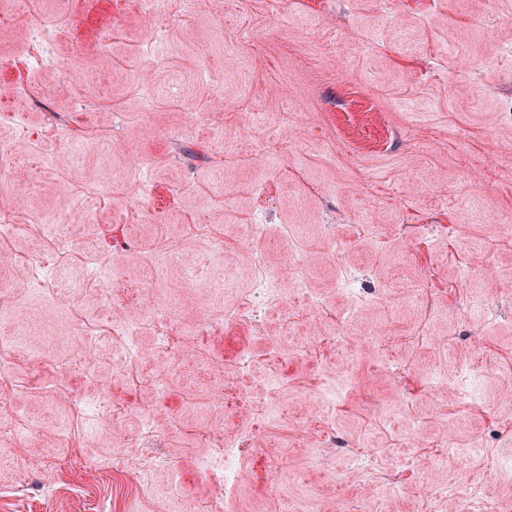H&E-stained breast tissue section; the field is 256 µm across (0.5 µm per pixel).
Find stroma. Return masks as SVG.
Here are the masks:
<instances>
[{
	"mask_svg": "<svg viewBox=\"0 0 512 512\" xmlns=\"http://www.w3.org/2000/svg\"><path fill=\"white\" fill-rule=\"evenodd\" d=\"M1 144L0 204L22 209L0 244V336L24 306L30 352L0 426L39 424L0 446V512H169L176 477L197 512L218 491L199 461L224 465L200 428L253 435L235 512L281 496L306 512H512V237L497 222L512 215V0H195L157 16L142 0H20L0 26ZM54 234L74 281L58 292L22 263L53 266ZM257 247L274 286L248 273ZM94 262L171 307L183 356L137 302L101 295ZM239 271L204 299L199 281ZM427 284L431 303L404 305ZM89 326L109 340L85 358L72 341ZM332 334L335 354L316 350ZM129 348L161 388L129 384ZM220 377L249 397L231 426L196 412ZM79 400L122 411L85 449L61 431ZM308 414L333 446L304 436ZM446 446L460 456L435 466ZM120 457L147 491L113 472Z\"/></svg>",
	"mask_w": 512,
	"mask_h": 512,
	"instance_id": "35a3bbf8",
	"label": "stroma"
}]
</instances>
